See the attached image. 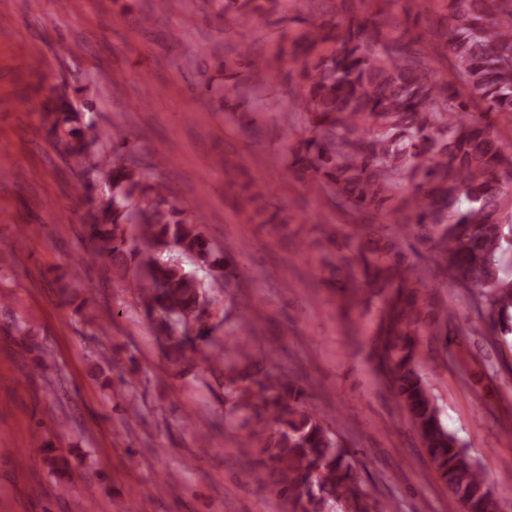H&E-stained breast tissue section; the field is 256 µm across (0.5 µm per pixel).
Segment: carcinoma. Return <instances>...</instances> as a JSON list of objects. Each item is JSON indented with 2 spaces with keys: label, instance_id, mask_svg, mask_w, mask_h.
<instances>
[{
  "label": "carcinoma",
  "instance_id": "carcinoma-1",
  "mask_svg": "<svg viewBox=\"0 0 512 512\" xmlns=\"http://www.w3.org/2000/svg\"><path fill=\"white\" fill-rule=\"evenodd\" d=\"M221 15L241 24L261 10L260 0H213ZM439 45L448 74L431 64L436 45L408 23L387 25L383 11L325 26L312 24L296 40L290 59L304 80L292 107L306 114L305 134L288 146V171L357 216L359 231L336 242L341 266L360 276L362 292L348 280L336 288L339 306L359 309L371 336L370 361L388 384L430 463L462 512H500L483 472L457 446L439 418L431 387L421 372L423 336H448V307L423 289L425 282L453 281L485 298L498 311L502 331L512 320V277L501 275L505 249H512V146L495 135L512 124V0H444ZM224 99L240 88L261 85L263 61L244 53ZM74 99L47 87L40 126L60 155L83 158L100 169L108 196L90 209L85 228L96 243L81 261H109L115 272L138 261L145 276L138 298L154 325L164 356L189 366L199 344L211 340L212 301L195 272L153 256L173 246L197 257L224 286L238 283L237 263L217 255L194 223L190 208L170 198L129 154L127 134L101 142L95 124L75 109ZM407 222L393 231L377 224L385 211ZM143 249L128 247L129 227ZM428 247L426 264H405L399 239ZM255 306H236V331L246 332ZM224 366V403L231 412L257 418L258 454L250 475L269 485L288 512H389L373 498L354 466V454L324 422L304 388L281 366L258 375L248 342L235 336L211 356ZM41 451L55 478L71 461L53 442Z\"/></svg>",
  "mask_w": 512,
  "mask_h": 512
}]
</instances>
